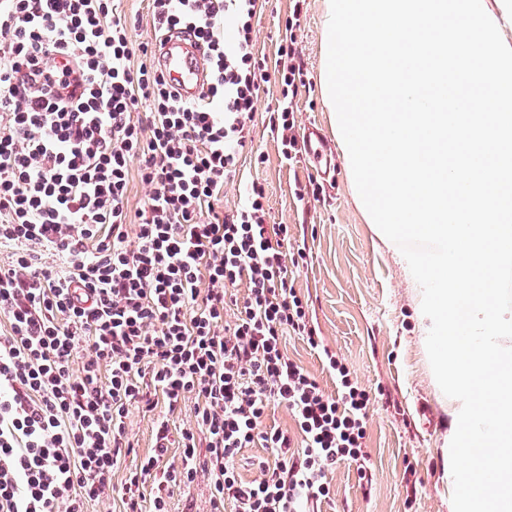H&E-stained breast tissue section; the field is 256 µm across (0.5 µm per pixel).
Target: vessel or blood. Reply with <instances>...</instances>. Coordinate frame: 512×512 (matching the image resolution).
I'll return each mask as SVG.
<instances>
[{"instance_id":"b4317fda","label":"vessel or blood","mask_w":512,"mask_h":512,"mask_svg":"<svg viewBox=\"0 0 512 512\" xmlns=\"http://www.w3.org/2000/svg\"><path fill=\"white\" fill-rule=\"evenodd\" d=\"M156 62L182 98L196 99L203 94L207 65L200 49L186 36L164 37L157 49Z\"/></svg>"}]
</instances>
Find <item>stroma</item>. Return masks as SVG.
Wrapping results in <instances>:
<instances>
[{
  "mask_svg": "<svg viewBox=\"0 0 512 512\" xmlns=\"http://www.w3.org/2000/svg\"><path fill=\"white\" fill-rule=\"evenodd\" d=\"M292 0H266L254 20L259 56L274 60L285 35ZM324 0H305L293 48L307 69L309 89L294 103L296 134L318 125L331 142L330 169L322 171L307 151L285 160L268 126L280 97L275 82L262 84L255 102L252 144L240 173L225 185L218 208L231 209L257 182L266 191L268 221L292 235L288 271L308 300L317 334L348 365L370 397L368 465L372 480L360 482L357 466L328 471L331 498L320 512H448L440 494L437 450L445 429L425 353L413 319L408 284L395 257L380 242L356 203L320 84ZM317 180L322 193L302 208L296 186Z\"/></svg>",
  "mask_w": 512,
  "mask_h": 512,
  "instance_id": "stroma-1",
  "label": "stroma"
}]
</instances>
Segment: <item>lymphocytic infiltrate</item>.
I'll return each mask as SVG.
<instances>
[{
    "label": "lymphocytic infiltrate",
    "instance_id": "lymphocytic-infiltrate-1",
    "mask_svg": "<svg viewBox=\"0 0 512 512\" xmlns=\"http://www.w3.org/2000/svg\"><path fill=\"white\" fill-rule=\"evenodd\" d=\"M257 9L151 0L154 39L139 42L121 0H0V246L13 249L0 265V512H84L106 494L123 512H169L200 475L211 512H317L327 472L367 459L369 396L317 336L264 187L214 207L270 67L255 50ZM174 31L207 55L200 100L179 97L153 61ZM271 67L281 100L269 124L288 159L305 68L284 48ZM134 175L149 188L136 209ZM46 250L61 269L43 264ZM289 334L321 356L335 394L288 356ZM189 393L196 427L171 461L168 415ZM161 404L151 454L113 484L136 451L129 406ZM280 405L294 432L267 424ZM255 446L269 455L246 480L234 461Z\"/></svg>",
    "mask_w": 512,
    "mask_h": 512
}]
</instances>
